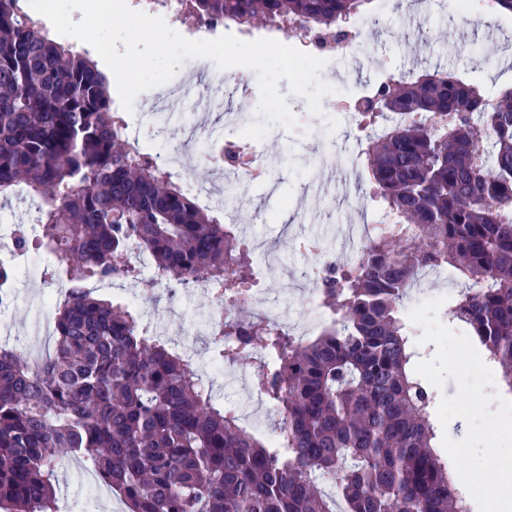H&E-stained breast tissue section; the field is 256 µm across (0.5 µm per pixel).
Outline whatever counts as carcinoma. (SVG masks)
Listing matches in <instances>:
<instances>
[{
  "mask_svg": "<svg viewBox=\"0 0 512 512\" xmlns=\"http://www.w3.org/2000/svg\"><path fill=\"white\" fill-rule=\"evenodd\" d=\"M367 0H182L197 21L336 35ZM371 189L411 235L371 239L322 278L329 321L299 339L251 316L211 328L234 365L261 352L253 387L281 413L263 440L216 403L193 365L140 313L83 283L125 276L135 241L157 271L207 282L241 309L252 252L152 154L126 142L107 80L50 38L22 0H0V196L40 198L37 249L70 287L53 350L33 364L0 347V512H58L68 451L128 512H470L437 434L438 396L415 372L402 303L425 270L461 291L448 321L512 394V88L491 101L443 72L387 77L359 101Z\"/></svg>",
  "mask_w": 512,
  "mask_h": 512,
  "instance_id": "obj_1",
  "label": "carcinoma"
}]
</instances>
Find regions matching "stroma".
<instances>
[{
  "mask_svg": "<svg viewBox=\"0 0 512 512\" xmlns=\"http://www.w3.org/2000/svg\"><path fill=\"white\" fill-rule=\"evenodd\" d=\"M348 27L362 30L365 42L359 53L336 55L322 70V79L336 92L323 98L321 113H312L306 100L290 94L287 81H280L279 91L286 95L296 124L271 127L264 140L267 173L234 203L236 216L242 217L251 233L271 243H278L285 233L298 236L326 229L329 242L337 245L347 225L375 222L379 208L370 197L368 171L364 164L346 163L347 156L362 150L357 143L359 132L347 113L338 109L339 102L352 100L369 82L440 66L481 85L491 97L512 86V16L496 13L486 0H466L455 7L448 0H409L402 8L395 0H366ZM226 75L223 87L197 96L194 111L165 113L168 148L185 152L189 130L195 125L219 137L228 124L243 127L254 121L259 103L255 72L230 68ZM331 176L349 180V198L315 193L314 184ZM281 261L284 274L268 276L265 286L292 312L306 314L309 296L296 276L305 259L285 250ZM55 286L40 269L14 288L15 305L0 318V345L23 357L42 348L41 325L55 315L46 294ZM134 301L172 347L188 344L210 355L205 321L212 312V299L206 291L160 285L139 289ZM55 485L60 512H124L100 500L85 483L82 466L74 457H62Z\"/></svg>",
  "mask_w": 512,
  "mask_h": 512,
  "instance_id": "35a3bbf8",
  "label": "stroma"
}]
</instances>
